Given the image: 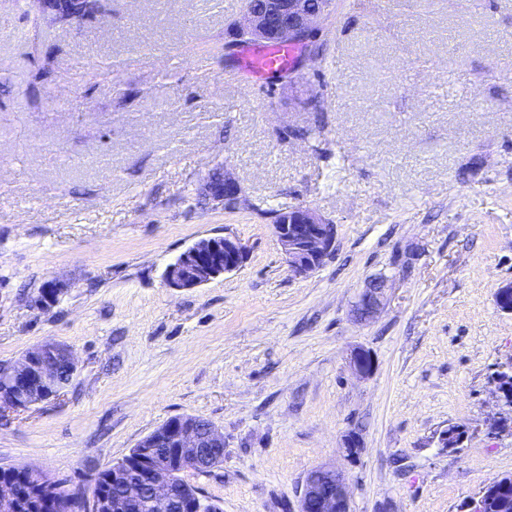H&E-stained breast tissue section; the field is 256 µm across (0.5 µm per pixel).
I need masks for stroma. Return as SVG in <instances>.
I'll use <instances>...</instances> for the list:
<instances>
[{"label": "stroma", "instance_id": "1", "mask_svg": "<svg viewBox=\"0 0 512 512\" xmlns=\"http://www.w3.org/2000/svg\"><path fill=\"white\" fill-rule=\"evenodd\" d=\"M241 11L106 0L76 23L0 0V364L45 341L78 364L63 396L0 415V465L88 495L193 415L223 432L224 462L186 478L223 512H286L325 463L344 468L351 512H458L512 475V432L489 431L491 377L512 362L495 303L512 281V0H335L294 86L238 70ZM315 124L319 139L297 137ZM219 166L241 205L205 198ZM301 205L336 226L306 276L270 223ZM224 234L247 247L240 269L165 285L175 256ZM379 275L385 306L359 323ZM356 346L369 378L348 366ZM451 424L468 431L454 452L437 440ZM385 277L371 279L363 288L355 305V313L359 321H366L375 316L383 306L389 291ZM348 362L350 368L361 378H368L374 371V358L363 347H355L350 351Z\"/></svg>", "mask_w": 512, "mask_h": 512}]
</instances>
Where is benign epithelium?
<instances>
[{
  "label": "benign epithelium",
  "instance_id": "7a95c632",
  "mask_svg": "<svg viewBox=\"0 0 512 512\" xmlns=\"http://www.w3.org/2000/svg\"><path fill=\"white\" fill-rule=\"evenodd\" d=\"M333 9V0H265L258 8L247 7L231 25L236 42H267L273 38L291 43L308 53L312 60L319 53L311 38L316 25ZM205 193L226 206L245 201L241 185L229 172L204 185ZM274 234L291 271L306 275L318 269L333 252L335 227L307 206H298L283 215L272 216ZM247 257L246 246L235 236H213L197 240L171 262L165 271V284L174 289L195 288L221 275L237 270ZM389 291L384 277L368 282L355 305L357 319L366 321L383 306ZM350 368L361 378L374 371V358L363 347L350 351ZM77 360L73 352L60 344L45 341L0 371V411L26 410L44 401V387L58 398L70 386L59 381L62 373L75 375ZM512 365L498 371L493 380L500 401L511 395ZM362 451L361 438L350 433L343 438V454L349 462ZM130 455L137 462L134 474L121 459L114 463L112 482L122 484V499L117 506L147 500L151 512H201L188 494L189 483L182 478L187 470L208 471L224 459V434L213 424L202 426L194 416L170 419L144 438ZM32 496L56 499L58 512H99L96 501H88L81 490L64 491L46 474L24 468ZM493 483L483 487L476 497L463 503L461 512H484ZM22 497L19 486L0 478V512H16ZM295 512H351L350 487L344 471L334 465L313 469L302 484Z\"/></svg>",
  "mask_w": 512,
  "mask_h": 512
}]
</instances>
